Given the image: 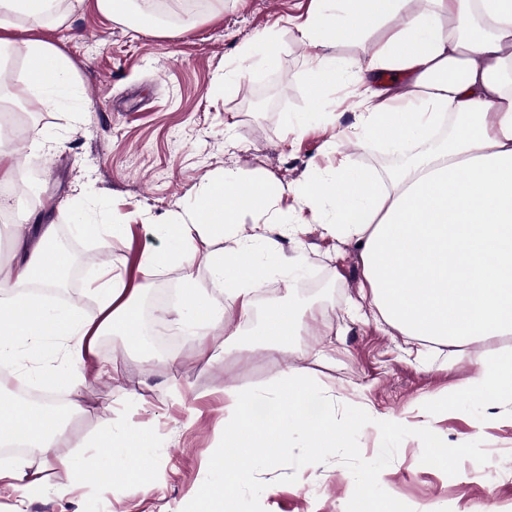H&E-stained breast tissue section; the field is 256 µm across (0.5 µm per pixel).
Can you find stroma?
Instances as JSON below:
<instances>
[{
	"label": "stroma",
	"instance_id": "obj_1",
	"mask_svg": "<svg viewBox=\"0 0 512 512\" xmlns=\"http://www.w3.org/2000/svg\"><path fill=\"white\" fill-rule=\"evenodd\" d=\"M309 5L208 0L188 27L182 0H167L174 19L163 34L87 6L65 22L47 20L34 34L67 58L80 103L15 116L16 132L7 142L16 157L11 181L24 190L0 207V218L10 221L0 228V280L14 262L11 225L55 224L59 239L69 242L72 263L70 279L50 302L78 301L95 316L97 305L86 291L90 256L122 270L135 265L142 251L166 252L161 223L188 206L190 190L228 169L291 187V194L275 199L272 212L296 224L282 245L298 262L285 267L278 258L265 259L262 286L273 292L269 303L255 302L247 323L225 316L222 328L209 334L212 359L197 358L194 337L157 307L141 327L178 339L175 351L133 343L118 330L101 337L97 359L119 373L111 379L87 374L85 408L69 415L68 443L57 450L77 459L78 470L50 468L41 493L28 497L1 487L0 512H182L207 476L232 392L284 378L290 367L309 374L337 405L362 408L372 417L358 437L366 459L380 450L378 417L430 429L450 445L482 439L489 462L464 460L453 477L422 464L417 437L403 440L379 483L413 512H512V406L492 408L462 391L476 360L488 354L487 344L477 340L455 353L441 345L419 346L388 326L362 296L358 250L327 236L297 200V190L329 164L322 125L334 124L340 155L349 164L382 172L397 164L386 148L360 147L351 80L321 89L313 84L314 50L298 40L294 27ZM15 24L17 45L0 62V105L6 107L28 100L23 43L32 34L23 19ZM265 41L277 46L274 60L225 81L239 51L260 50ZM290 122L315 130L299 138L287 132ZM36 137L52 139V150L32 154ZM79 193L90 204L83 216L70 207ZM84 220L100 225V232L77 234L73 226ZM113 224L129 225V234L112 235ZM231 245L220 232L197 242L194 282L218 303L225 290L214 287L206 257ZM273 304L303 314L305 321L299 336L277 351L253 336ZM173 356L174 366L168 363ZM132 424L152 441L145 488L122 485L116 475L97 470L103 454L95 446L97 435ZM290 474L296 482H287ZM258 478L265 485V512H346L355 488L353 475L335 456L295 473L265 469ZM63 485L69 488L64 496Z\"/></svg>",
	"mask_w": 512,
	"mask_h": 512
}]
</instances>
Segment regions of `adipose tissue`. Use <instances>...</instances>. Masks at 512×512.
<instances>
[{"mask_svg":"<svg viewBox=\"0 0 512 512\" xmlns=\"http://www.w3.org/2000/svg\"><path fill=\"white\" fill-rule=\"evenodd\" d=\"M60 0H0V60L15 48L14 19L44 25ZM417 10L414 0H312L295 25L300 41L314 48L312 80L322 87L351 75L361 84L359 127L395 152L410 151L400 168L379 172L342 164L314 179L302 203L321 216L324 230L360 246L361 291L385 323L403 335L464 348L475 340L512 336V0H430ZM377 32L380 43L363 60L333 53L340 40ZM28 86L35 105L58 109L74 94L67 59L50 43H24ZM403 78L400 88L374 86L375 77ZM273 197L266 183L235 170L211 183L194 204L164 224L170 253L143 252L131 270L100 267L88 285L98 303L87 316L76 303L48 307L30 285L53 288L62 267L55 230L43 225L28 256L0 281V368L17 367L22 350L44 360L64 355L51 371H23L22 380L41 381L45 392L65 388L67 412L82 408L86 370L116 376L95 363L102 336L122 329L138 339L136 308L145 280L160 267L180 263L185 270L177 322L198 330L195 354L210 358L201 327L218 328L225 310L238 321L253 317V294L264 267L253 243L270 254L293 225L270 219ZM264 218L252 225L251 242L241 249L208 256L215 282H233L225 309H217L194 286L195 236L207 230L233 231L241 211ZM464 390L483 401L512 403V349L499 350L477 364ZM65 412L52 403L26 406L19 415L0 403V444L25 439L27 459L0 464V483L31 495L46 482L49 468L71 469L58 458L67 440ZM104 447L120 449L121 481L147 482L148 435L126 428L99 434Z\"/></svg>","mask_w":512,"mask_h":512,"instance_id":"adipose-tissue-1","label":"adipose tissue"}]
</instances>
